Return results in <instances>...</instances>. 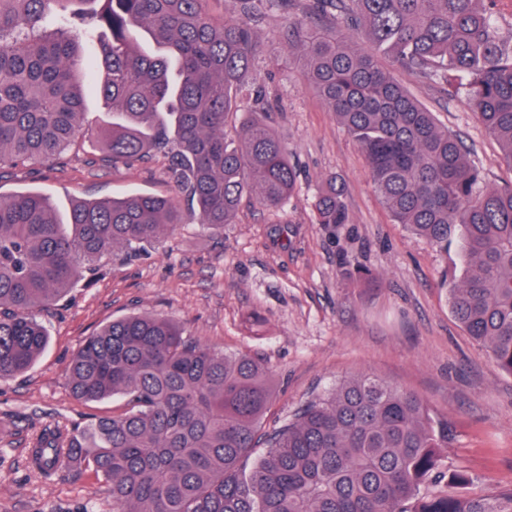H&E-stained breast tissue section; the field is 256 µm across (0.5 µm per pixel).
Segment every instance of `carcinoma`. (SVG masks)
<instances>
[{"label":"carcinoma","mask_w":512,"mask_h":512,"mask_svg":"<svg viewBox=\"0 0 512 512\" xmlns=\"http://www.w3.org/2000/svg\"><path fill=\"white\" fill-rule=\"evenodd\" d=\"M235 0L220 24L201 0H0V169L51 160L83 115L84 44L99 39V92L112 119L98 140L112 162L163 154L181 197L77 200L57 219L37 192L0 199V380L29 369L48 344L36 312L79 270L139 255L191 216L224 231L243 200L265 210L296 191L297 167L266 123V94L248 81L262 20ZM503 0H312L283 38L310 87L359 144L396 224L437 251L455 319L512 375V186L489 189L457 137L385 70L379 57L438 84L459 81L476 118L512 164V34ZM253 107L225 139L242 100ZM320 224L350 223L336 178L318 188ZM81 400L114 395L130 411L61 434L31 462L45 476L76 464L111 484L112 512H512V488L470 497L430 490L470 476L444 464L448 421L426 400L372 374L344 380L260 433L273 396L263 364L227 356L148 314L88 337L69 366ZM265 452L246 467L254 449Z\"/></svg>","instance_id":"obj_1"}]
</instances>
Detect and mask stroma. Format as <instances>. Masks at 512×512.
Here are the masks:
<instances>
[{
    "label": "stroma",
    "instance_id": "1",
    "mask_svg": "<svg viewBox=\"0 0 512 512\" xmlns=\"http://www.w3.org/2000/svg\"><path fill=\"white\" fill-rule=\"evenodd\" d=\"M286 26V14L266 17L249 80L274 102L267 122L288 144L298 192L276 210L242 204L223 233L191 220L134 259H104L40 312L47 350L25 372L0 381V512H112L108 483L78 468L43 477L30 450L46 429L128 412L120 396L75 398L68 365L88 336L137 313L168 318L202 344L263 363L274 384L263 431L368 371L420 394L447 418L442 454L471 475L464 494L512 487V375L455 320L440 286L443 273H459L460 259L393 223L361 148L306 88L283 40ZM381 64L463 142L488 186L512 185V165L464 95L390 58ZM96 83L84 80L75 142L55 161L5 170L0 198L38 192L63 215L76 200L175 195L164 156L109 162L95 133L112 109ZM332 176L344 188L350 221L330 230L316 220L314 196Z\"/></svg>",
    "mask_w": 512,
    "mask_h": 512
}]
</instances>
